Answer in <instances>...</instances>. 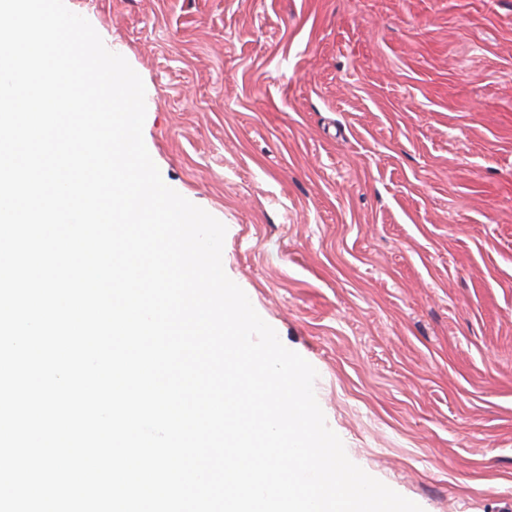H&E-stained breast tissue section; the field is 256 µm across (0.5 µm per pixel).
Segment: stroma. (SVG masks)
Returning a JSON list of instances; mask_svg holds the SVG:
<instances>
[{
    "label": "stroma",
    "mask_w": 512,
    "mask_h": 512,
    "mask_svg": "<svg viewBox=\"0 0 512 512\" xmlns=\"http://www.w3.org/2000/svg\"><path fill=\"white\" fill-rule=\"evenodd\" d=\"M164 182L424 512H512V0H65Z\"/></svg>",
    "instance_id": "obj_1"
}]
</instances>
